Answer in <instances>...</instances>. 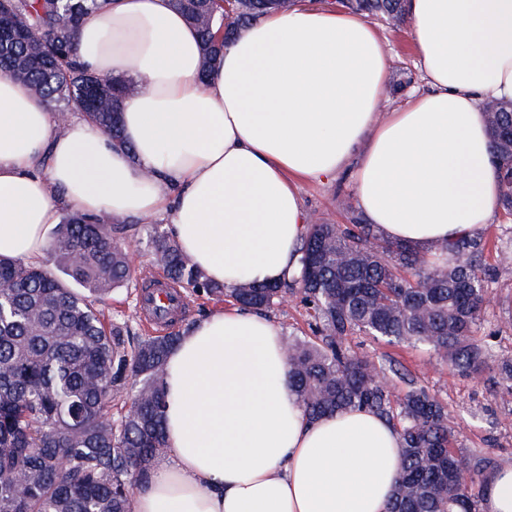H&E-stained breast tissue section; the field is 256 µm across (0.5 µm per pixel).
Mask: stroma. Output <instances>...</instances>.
Listing matches in <instances>:
<instances>
[{"instance_id":"1","label":"stroma","mask_w":512,"mask_h":512,"mask_svg":"<svg viewBox=\"0 0 512 512\" xmlns=\"http://www.w3.org/2000/svg\"><path fill=\"white\" fill-rule=\"evenodd\" d=\"M375 25L391 56L390 85L394 93L387 104L393 107L411 91L424 89L425 84L414 56L409 21L379 19ZM300 194L309 223L349 222L348 206L355 203L356 195L348 176L323 183H302ZM141 297V290L121 288L101 298L97 306L106 320L127 323L131 336H148L153 334L156 321L143 312ZM480 332L493 334L495 358L512 357V306H490ZM348 343L354 351L371 359L401 365L415 381L446 403L448 421L462 451L491 454L502 465L512 463V398H501L493 385L492 372L476 378L464 376L424 350L388 345L358 333L350 335Z\"/></svg>"}]
</instances>
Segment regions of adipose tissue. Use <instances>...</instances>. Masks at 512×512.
Returning <instances> with one entry per match:
<instances>
[{
	"label": "adipose tissue",
	"mask_w": 512,
	"mask_h": 512,
	"mask_svg": "<svg viewBox=\"0 0 512 512\" xmlns=\"http://www.w3.org/2000/svg\"><path fill=\"white\" fill-rule=\"evenodd\" d=\"M426 90L385 108L390 57L354 12L297 6L242 28L201 77L199 37L169 0H110L81 26V61L133 85L118 149L95 124L57 127L0 78V256L43 260L62 206L164 215L213 282L276 283L298 267L299 180L353 177L391 241L428 254L497 213L483 104L512 99V0H406ZM167 450L131 512H387L399 433L365 410L308 420L284 335L238 307L198 320L167 357Z\"/></svg>",
	"instance_id": "1"
}]
</instances>
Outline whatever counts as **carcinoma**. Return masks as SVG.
<instances>
[{
	"label": "carcinoma",
	"mask_w": 512,
	"mask_h": 512,
	"mask_svg": "<svg viewBox=\"0 0 512 512\" xmlns=\"http://www.w3.org/2000/svg\"><path fill=\"white\" fill-rule=\"evenodd\" d=\"M356 13L397 20L404 0H336ZM106 0H0V76L29 84L51 111L80 112L125 146L119 104L126 82L89 72L75 35ZM197 31L205 69L234 35L289 0H238L224 22L221 0H170ZM498 205L512 215V102L488 114ZM112 215L67 214L38 265L0 257V512H130L134 489L167 447L165 376L177 333L130 343L127 325L107 324L95 301L133 283L135 264ZM152 262L171 288L230 297L259 313L300 296L316 337H285L288 375L305 416L369 410L399 431L401 475L389 512H481L497 468L484 453L455 448L448 407L424 386L394 397L383 366L358 355L348 336L420 347L463 375L488 365L477 335L497 268L484 235L445 244L434 261L385 239L354 214L349 224H310L297 275L246 283L228 294L152 227ZM498 392L512 397V358L496 364ZM131 406L112 415V402Z\"/></svg>",
	"instance_id": "obj_1"
}]
</instances>
